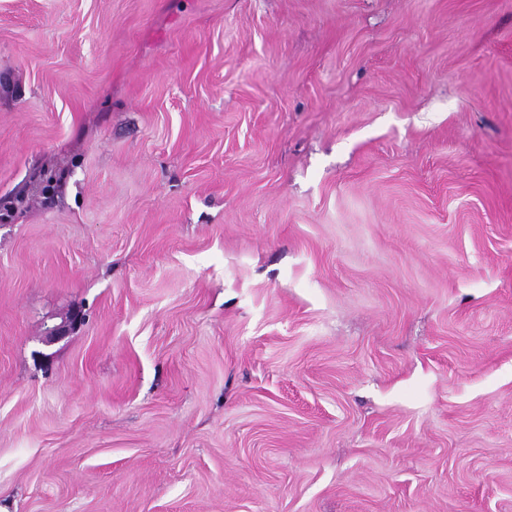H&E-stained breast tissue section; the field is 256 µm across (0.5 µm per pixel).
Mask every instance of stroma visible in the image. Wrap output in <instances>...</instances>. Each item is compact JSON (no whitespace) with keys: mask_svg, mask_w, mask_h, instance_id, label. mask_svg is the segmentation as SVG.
Returning a JSON list of instances; mask_svg holds the SVG:
<instances>
[{"mask_svg":"<svg viewBox=\"0 0 512 512\" xmlns=\"http://www.w3.org/2000/svg\"><path fill=\"white\" fill-rule=\"evenodd\" d=\"M0 512H512V0H0Z\"/></svg>","mask_w":512,"mask_h":512,"instance_id":"stroma-1","label":"stroma"}]
</instances>
